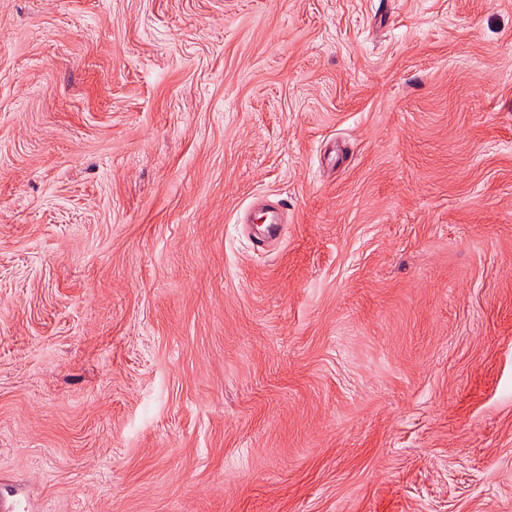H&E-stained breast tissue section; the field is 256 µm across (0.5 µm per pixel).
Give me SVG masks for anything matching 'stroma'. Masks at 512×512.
<instances>
[{
  "instance_id": "stroma-1",
  "label": "stroma",
  "mask_w": 512,
  "mask_h": 512,
  "mask_svg": "<svg viewBox=\"0 0 512 512\" xmlns=\"http://www.w3.org/2000/svg\"><path fill=\"white\" fill-rule=\"evenodd\" d=\"M1 495L512 512V0H0ZM262 210L268 216L265 221L268 228V234L265 236L255 237L254 246L257 249L265 250L268 247L269 239L279 238L283 232L282 219H283V207L279 201L273 203L262 204Z\"/></svg>"
}]
</instances>
